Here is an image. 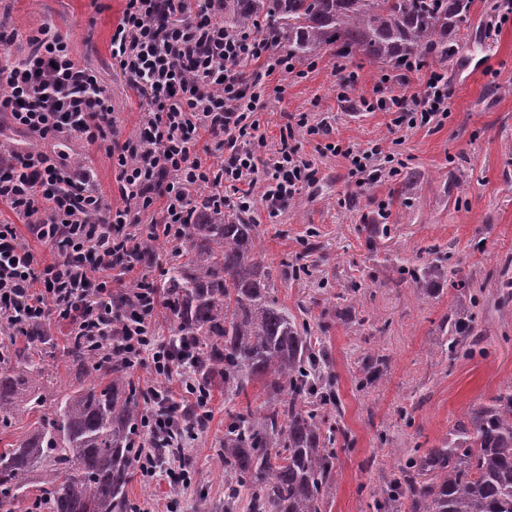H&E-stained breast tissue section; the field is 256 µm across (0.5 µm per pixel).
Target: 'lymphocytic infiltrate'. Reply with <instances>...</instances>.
I'll return each instance as SVG.
<instances>
[{
	"label": "lymphocytic infiltrate",
	"mask_w": 512,
	"mask_h": 512,
	"mask_svg": "<svg viewBox=\"0 0 512 512\" xmlns=\"http://www.w3.org/2000/svg\"><path fill=\"white\" fill-rule=\"evenodd\" d=\"M110 48L145 106L137 134L127 139L117 133L98 71L73 53L67 37L47 26L0 29V132L33 139L23 151L0 149V204L21 220L0 224V323L25 334L53 313L75 339L99 338L98 356L117 352L131 366L147 364L165 376L177 358L156 342L154 290L140 284L125 309L112 302L113 283L139 264L140 215L178 240L197 217L191 191L201 185L215 209L277 214L319 178L296 144L301 128L325 137V150L347 160L359 185L393 157L376 141L354 147L333 140L330 122L309 121L303 112L285 115L278 141L268 144L260 104L283 94V77L299 69L251 28L225 27L224 0H124ZM250 65L256 73L248 80L243 69ZM333 70L337 97L348 100L360 76L341 62ZM404 71L420 78L412 93L383 96L391 81L383 73L359 91L361 110L386 113L396 132L443 125L447 74L414 62ZM66 139L111 159L122 205L112 206L88 162L58 153ZM23 229L56 256L37 260L20 240Z\"/></svg>",
	"instance_id": "f902f5d3"
}]
</instances>
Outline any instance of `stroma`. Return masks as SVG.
I'll list each match as a JSON object with an SVG mask.
<instances>
[{
	"mask_svg": "<svg viewBox=\"0 0 512 512\" xmlns=\"http://www.w3.org/2000/svg\"><path fill=\"white\" fill-rule=\"evenodd\" d=\"M122 0H0V23L25 32L42 26L61 31L73 52L100 73L112 94L114 119L122 137L134 136L143 107L127 78L110 59V38ZM334 58L325 53L317 68L288 81L284 97L264 104L268 139L279 136L282 115L306 112L329 117L346 144L381 141L410 182L382 174L363 186L348 176L344 158L320 152L317 140L298 132L303 154L314 159L320 179L306 188L296 209L276 218L258 216L257 250L271 271L273 294L290 311L307 307L325 330L345 409L337 442L336 481L331 512H375L374 495L397 462L438 445L467 407L484 404L512 384V305L494 310V283L505 257L512 256V22L499 24L496 0H475L448 60L450 115L442 126L402 135L379 112L357 110L336 100ZM404 213L389 238L368 249L363 220ZM437 247L448 258V279L430 294L399 282L394 266ZM307 265L306 274L285 273L283 263ZM469 288H461L460 280ZM367 321L344 315L353 284ZM474 317L483 340L470 357H449L440 329L444 314ZM39 347L40 383L62 391L90 383L66 355L69 329L48 317ZM385 348L390 365L373 386L358 388L365 353ZM235 404L215 382L204 432L190 445L192 482L177 490L166 480L146 484L133 478L130 495L145 512H165L177 498L180 512H192L198 493L224 500V475L215 465L224 440V421Z\"/></svg>",
	"mask_w": 512,
	"mask_h": 512,
	"instance_id": "35a3bbf8",
	"label": "stroma"
}]
</instances>
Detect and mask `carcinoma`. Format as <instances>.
<instances>
[{
    "mask_svg": "<svg viewBox=\"0 0 512 512\" xmlns=\"http://www.w3.org/2000/svg\"><path fill=\"white\" fill-rule=\"evenodd\" d=\"M474 0H224V25L261 26L300 62L323 51L394 69L412 58L448 62ZM257 225L246 214L206 210L171 247L174 263L160 287L174 325L172 342L195 349L188 369L197 386L224 380L239 395L258 383L266 399L230 416L217 454L224 467V512H329L337 432L325 425L330 405L344 411L329 350L308 312L288 313L269 288L255 251ZM396 268L402 280L429 288L448 276V258ZM498 305L512 303V259L500 272ZM448 352L469 357L481 333L475 320L443 318ZM44 332L0 354V436L35 414L30 428L0 448V512H141L129 499L140 457L157 447L144 431L150 396L128 378L119 357L97 363L69 342L72 364L94 374L88 386L55 396L36 388L42 367L33 349ZM381 348L361 360L359 384L381 379ZM205 429L187 406L175 429L181 441ZM377 512H512V386L463 411L448 437L392 472Z\"/></svg>",
    "mask_w": 512,
    "mask_h": 512,
    "instance_id": "obj_1",
    "label": "carcinoma"
}]
</instances>
